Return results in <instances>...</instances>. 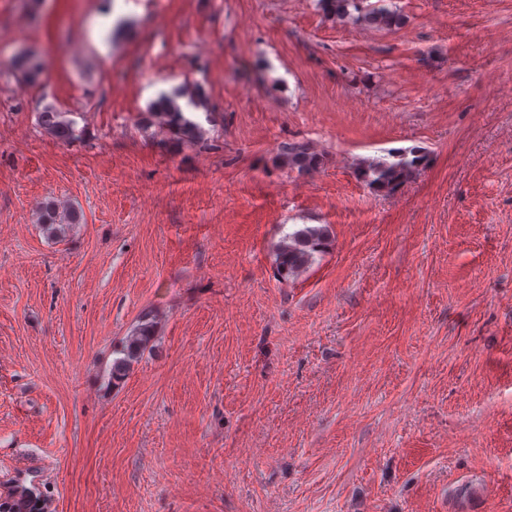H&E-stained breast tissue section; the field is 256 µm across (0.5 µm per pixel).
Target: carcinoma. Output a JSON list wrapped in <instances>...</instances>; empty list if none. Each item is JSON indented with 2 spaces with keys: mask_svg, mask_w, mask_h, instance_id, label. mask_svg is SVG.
<instances>
[{
  "mask_svg": "<svg viewBox=\"0 0 512 512\" xmlns=\"http://www.w3.org/2000/svg\"><path fill=\"white\" fill-rule=\"evenodd\" d=\"M324 13L334 17L350 14L349 8L357 11V20L376 27H392L402 23V17L382 6H363V0H319ZM16 69L23 80L34 83L43 71V62L31 55H22L16 60ZM187 98L186 103L179 102ZM206 107V95L198 87L192 92L161 94L149 107L145 122L161 123L181 143H198L206 135L205 129L193 119L189 108ZM40 123L54 138L71 144L81 140L83 130L77 128V121L48 106L40 112ZM393 160L365 161L359 166V176L371 187L393 193L397 191L412 174L423 166L427 156L419 149L405 153L392 154ZM284 163L288 169L299 174H306L319 165V158L311 153L305 145H293L288 148ZM38 223L42 224L50 238L65 236L73 224L83 222V214L75 208L62 209L52 198H46L37 207ZM327 231L322 226L305 225L289 233L276 253V275L286 281L306 270L315 261V256L326 247ZM155 321L151 314H144L134 331L126 337L108 372L111 383L122 381L133 364L137 363L148 349L154 337Z\"/></svg>",
  "mask_w": 512,
  "mask_h": 512,
  "instance_id": "1",
  "label": "carcinoma"
}]
</instances>
